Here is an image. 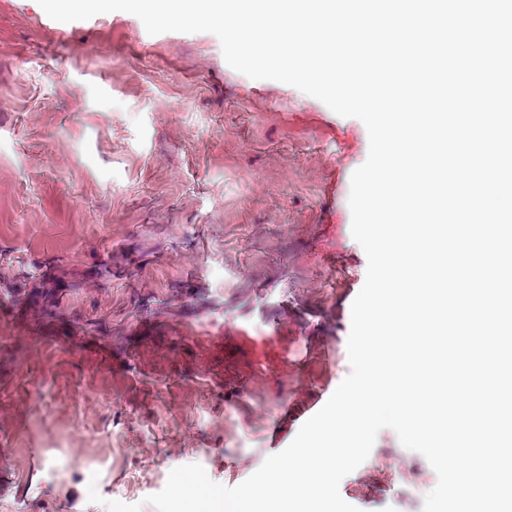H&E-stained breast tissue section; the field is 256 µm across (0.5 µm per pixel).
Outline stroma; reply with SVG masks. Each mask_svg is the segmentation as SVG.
Listing matches in <instances>:
<instances>
[{
    "label": "stroma",
    "instance_id": "stroma-1",
    "mask_svg": "<svg viewBox=\"0 0 512 512\" xmlns=\"http://www.w3.org/2000/svg\"><path fill=\"white\" fill-rule=\"evenodd\" d=\"M368 151L359 119L233 70L213 34L0 0V512H155L176 467L232 487L284 450V405L350 371ZM436 484L385 428L340 494L422 512Z\"/></svg>",
    "mask_w": 512,
    "mask_h": 512
}]
</instances>
